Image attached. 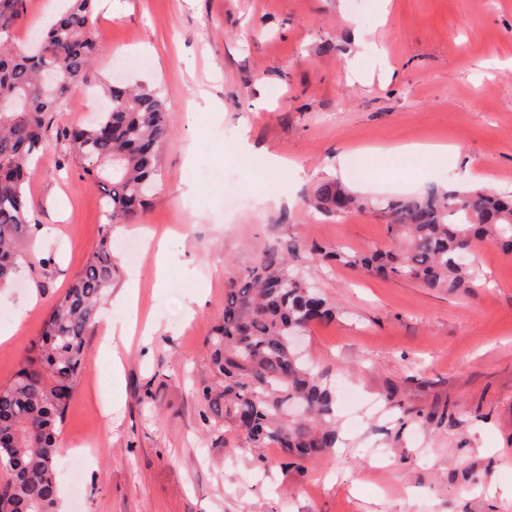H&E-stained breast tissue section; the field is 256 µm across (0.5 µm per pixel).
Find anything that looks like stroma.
<instances>
[{
	"label": "stroma",
	"instance_id": "35a3bbf8",
	"mask_svg": "<svg viewBox=\"0 0 512 512\" xmlns=\"http://www.w3.org/2000/svg\"><path fill=\"white\" fill-rule=\"evenodd\" d=\"M112 0L98 8L100 52L58 111L87 123L89 99L117 78L168 102L153 196L121 236L79 161L49 138L26 188L39 228L23 241L0 319V383L17 370L55 301L108 237L113 287L139 282L150 339H125L107 295L59 433L65 512H512V256L479 242L481 281L448 295L361 268L291 264L336 307L313 323L305 356L336 394V447L300 465L200 417L206 339L232 280L296 241L363 254L389 246L379 211L328 217L306 204L327 179L382 202L430 188L512 193V0ZM246 133L254 152L232 149ZM445 142L451 161L364 159L369 148ZM286 162L271 172L268 156ZM250 199L218 206L223 186ZM176 239L156 288L155 239ZM206 303L183 308L198 287ZM123 405L109 412L112 366ZM96 438L99 451L83 443Z\"/></svg>",
	"mask_w": 512,
	"mask_h": 512
}]
</instances>
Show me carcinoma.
Returning <instances> with one entry per match:
<instances>
[{"mask_svg": "<svg viewBox=\"0 0 512 512\" xmlns=\"http://www.w3.org/2000/svg\"><path fill=\"white\" fill-rule=\"evenodd\" d=\"M93 2L73 0L39 38L19 46L15 32L25 19V0H0V286L20 267V241L39 227L24 184L51 130L104 194L107 226L143 210L153 189L168 137L167 102L158 93L115 82L106 86L110 106L94 124L53 128L57 109L83 82L99 50ZM312 204L333 216L368 207L336 181L322 183ZM380 210L390 217L391 249L353 256L313 244L307 250L321 262L448 293L478 278L471 260L475 240L512 253V196L430 189L390 198ZM115 272L105 239L52 306L21 367L0 384V473L6 475L0 512H58V425ZM335 315L332 303L292 268L289 253L261 257L227 289L224 316L206 341L202 419L214 427L234 424L253 447L273 445L295 464L336 447L335 393L288 341L298 329Z\"/></svg>", "mask_w": 512, "mask_h": 512, "instance_id": "obj_1", "label": "carcinoma"}]
</instances>
